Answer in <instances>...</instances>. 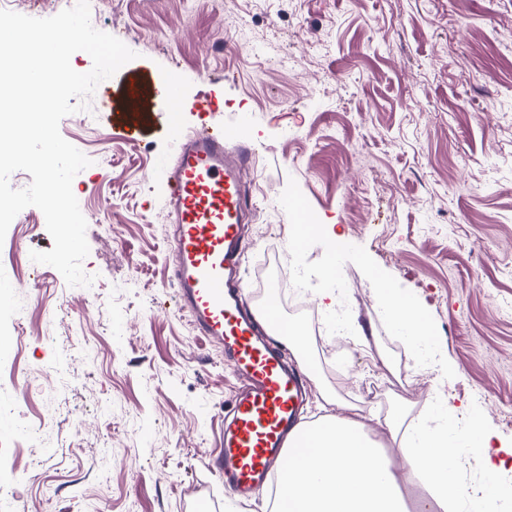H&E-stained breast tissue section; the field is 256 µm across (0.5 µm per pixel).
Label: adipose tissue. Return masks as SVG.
I'll return each mask as SVG.
<instances>
[{
	"mask_svg": "<svg viewBox=\"0 0 512 512\" xmlns=\"http://www.w3.org/2000/svg\"><path fill=\"white\" fill-rule=\"evenodd\" d=\"M380 295L395 332L410 340L414 358L425 362L434 340L418 307L387 283ZM322 400L331 414L290 437L294 470L288 475V495L276 498L273 512H448L452 502L461 503L464 512H483L485 503L497 497L499 469L489 461L492 434L475 417L458 428L447 400L423 405V415L440 426L414 430L399 466L365 431L353 406L329 392ZM462 440L487 458L484 480L474 492L458 478ZM414 482L427 484L433 499L409 509L400 487Z\"/></svg>",
	"mask_w": 512,
	"mask_h": 512,
	"instance_id": "obj_1",
	"label": "adipose tissue"
}]
</instances>
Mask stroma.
Returning <instances> with one entry per match:
<instances>
[{
    "label": "stroma",
    "mask_w": 512,
    "mask_h": 512,
    "mask_svg": "<svg viewBox=\"0 0 512 512\" xmlns=\"http://www.w3.org/2000/svg\"><path fill=\"white\" fill-rule=\"evenodd\" d=\"M91 23L135 60L102 81L62 137L91 161L73 180L94 281L71 287L31 251L53 241L23 209L0 243V502L8 512H225L211 469L236 379L195 336L172 278L163 198L173 141L160 80L186 104L181 127L239 133L253 150L254 207L241 262L251 304L297 322L321 388L384 426L402 399L446 395L458 425L482 415L512 512V0H100ZM136 89L135 139L99 119ZM211 96L213 112L196 108ZM297 198L288 215L281 204ZM316 225L296 244L292 227ZM342 236L334 311L315 295ZM385 279L424 313L440 379L411 376L385 314ZM65 362L56 382L46 367ZM396 376L376 399L365 381ZM36 428L27 442L15 427Z\"/></svg>",
    "instance_id": "obj_1"
}]
</instances>
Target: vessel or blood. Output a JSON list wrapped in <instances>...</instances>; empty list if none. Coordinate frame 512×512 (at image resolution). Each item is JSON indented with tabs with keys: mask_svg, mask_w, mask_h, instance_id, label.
<instances>
[{
	"mask_svg": "<svg viewBox=\"0 0 512 512\" xmlns=\"http://www.w3.org/2000/svg\"><path fill=\"white\" fill-rule=\"evenodd\" d=\"M171 133L175 158L164 200L173 226L177 299L194 334L221 346L243 380L213 469L225 487L246 498L266 487L273 471L293 466L288 435L298 424L302 380L258 331V316L272 326L279 311L249 307L239 277L252 210L243 189L250 148L228 147L224 133L210 129L186 133L175 125Z\"/></svg>",
	"mask_w": 512,
	"mask_h": 512,
	"instance_id": "1",
	"label": "vessel or blood"
}]
</instances>
